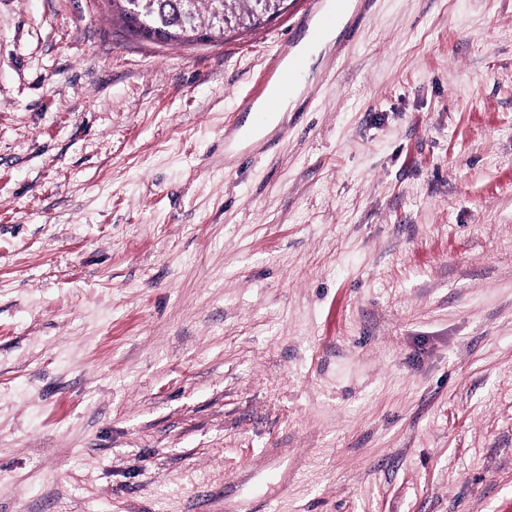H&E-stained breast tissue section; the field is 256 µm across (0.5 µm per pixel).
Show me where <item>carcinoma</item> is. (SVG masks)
I'll return each instance as SVG.
<instances>
[{"label": "carcinoma", "instance_id": "cac0c4a2", "mask_svg": "<svg viewBox=\"0 0 512 512\" xmlns=\"http://www.w3.org/2000/svg\"><path fill=\"white\" fill-rule=\"evenodd\" d=\"M284 0H232L224 12H212L208 19H200V13L188 0H150L146 14L132 12L127 0H112L125 27L148 39L165 43L192 42L206 34L219 36L233 28H248L264 18L278 13Z\"/></svg>", "mask_w": 512, "mask_h": 512}]
</instances>
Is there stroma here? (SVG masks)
I'll list each match as a JSON object with an SVG mask.
<instances>
[{"mask_svg": "<svg viewBox=\"0 0 512 512\" xmlns=\"http://www.w3.org/2000/svg\"><path fill=\"white\" fill-rule=\"evenodd\" d=\"M224 37L0 0V512H512V0ZM289 57L288 48L286 52L281 53L273 61H269L263 70L259 73L257 79V87L250 91V93L244 97L242 105L246 109H253L257 107L259 99L262 97L266 90L271 78L277 73L280 68L281 62L284 58Z\"/></svg>", "mask_w": 512, "mask_h": 512, "instance_id": "obj_1", "label": "stroma"}]
</instances>
